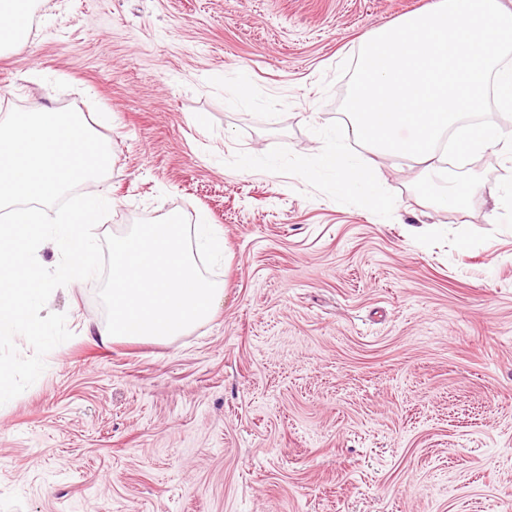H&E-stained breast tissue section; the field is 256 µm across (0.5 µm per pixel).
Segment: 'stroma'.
I'll return each instance as SVG.
<instances>
[{
    "label": "stroma",
    "mask_w": 512,
    "mask_h": 512,
    "mask_svg": "<svg viewBox=\"0 0 512 512\" xmlns=\"http://www.w3.org/2000/svg\"><path fill=\"white\" fill-rule=\"evenodd\" d=\"M431 2L37 0L0 119L110 113L96 237L206 221L224 297L103 344L98 281L56 288L72 336L0 406V512H512V161L480 151L470 208L436 209L341 109L337 66ZM331 142L377 202L315 170Z\"/></svg>",
    "instance_id": "obj_1"
}]
</instances>
